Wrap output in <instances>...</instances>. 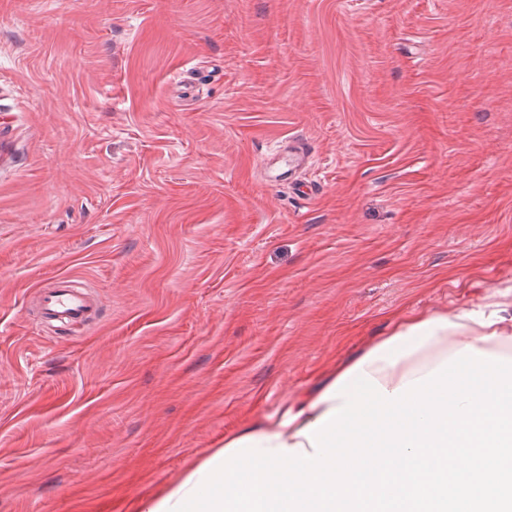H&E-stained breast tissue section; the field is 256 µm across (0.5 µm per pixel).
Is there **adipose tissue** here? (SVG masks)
Returning <instances> with one entry per match:
<instances>
[{
  "label": "adipose tissue",
  "mask_w": 512,
  "mask_h": 512,
  "mask_svg": "<svg viewBox=\"0 0 512 512\" xmlns=\"http://www.w3.org/2000/svg\"><path fill=\"white\" fill-rule=\"evenodd\" d=\"M447 327L432 326V335L413 353L399 357L388 364V349H381L380 360H366L364 352H357L339 365L315 390L289 401L281 417L276 420L252 422L239 428L235 439L252 437L263 446H287L297 450L309 449L303 434L305 428L340 407L341 398H328L327 392L342 374L362 364L365 373L376 378L387 390H395L402 383L427 375L440 367L443 361L465 347L512 359V316H505L500 303L491 302L465 310L443 314Z\"/></svg>",
  "instance_id": "ef3b65f1"
}]
</instances>
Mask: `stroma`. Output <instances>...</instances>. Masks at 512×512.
Here are the masks:
<instances>
[{
	"label": "stroma",
	"mask_w": 512,
	"mask_h": 512,
	"mask_svg": "<svg viewBox=\"0 0 512 512\" xmlns=\"http://www.w3.org/2000/svg\"><path fill=\"white\" fill-rule=\"evenodd\" d=\"M301 141L299 176L267 150ZM67 276L96 320L59 329ZM512 303V0H0V512H137L408 318ZM36 301L45 317L67 323H86L95 313L89 293L70 279H55L41 288Z\"/></svg>",
	"instance_id": "stroma-1"
}]
</instances>
